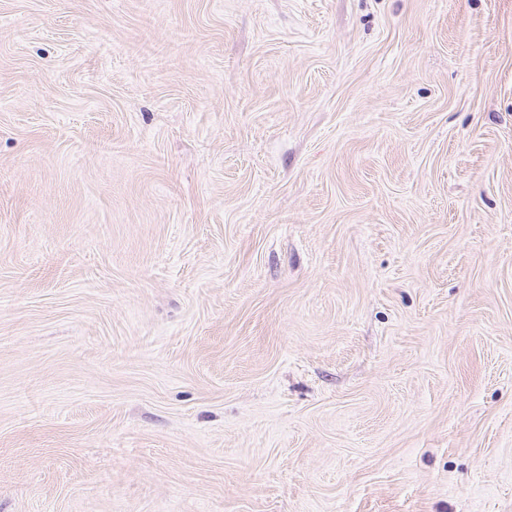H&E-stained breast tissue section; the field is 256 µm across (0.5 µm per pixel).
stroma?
<instances>
[{"label": "stroma", "instance_id": "obj_1", "mask_svg": "<svg viewBox=\"0 0 512 512\" xmlns=\"http://www.w3.org/2000/svg\"><path fill=\"white\" fill-rule=\"evenodd\" d=\"M0 512H512V0H0Z\"/></svg>", "mask_w": 512, "mask_h": 512}]
</instances>
